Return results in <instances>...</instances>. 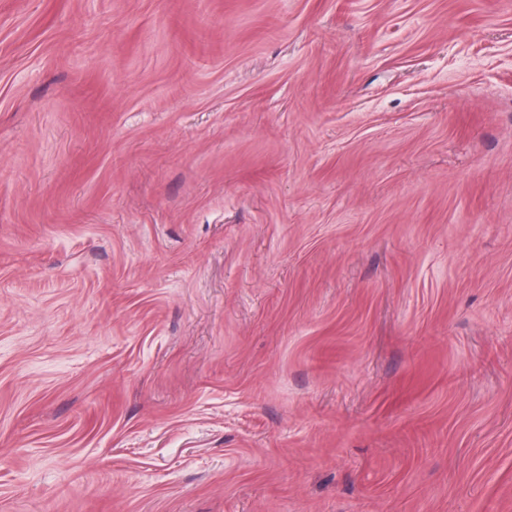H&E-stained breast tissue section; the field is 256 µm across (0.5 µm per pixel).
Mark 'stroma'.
I'll return each instance as SVG.
<instances>
[{
    "label": "stroma",
    "mask_w": 512,
    "mask_h": 512,
    "mask_svg": "<svg viewBox=\"0 0 512 512\" xmlns=\"http://www.w3.org/2000/svg\"><path fill=\"white\" fill-rule=\"evenodd\" d=\"M0 512H512V0H0Z\"/></svg>",
    "instance_id": "stroma-1"
}]
</instances>
